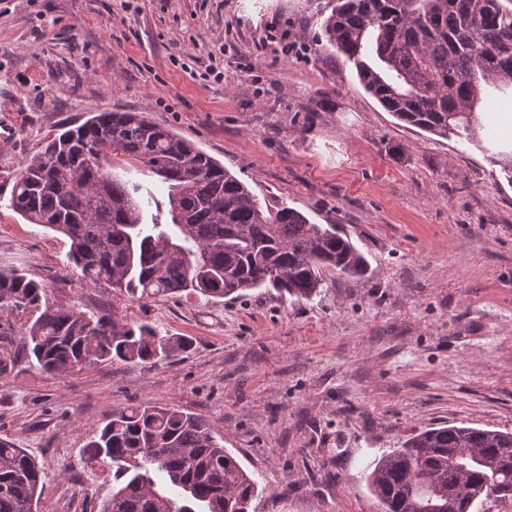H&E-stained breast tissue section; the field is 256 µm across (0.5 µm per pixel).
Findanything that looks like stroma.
<instances>
[{
	"label": "stroma",
	"mask_w": 512,
	"mask_h": 512,
	"mask_svg": "<svg viewBox=\"0 0 512 512\" xmlns=\"http://www.w3.org/2000/svg\"><path fill=\"white\" fill-rule=\"evenodd\" d=\"M336 0H0V267L50 303L193 341L154 363L0 378V438L36 457L37 512H100L115 480L86 444L151 401L204 421L262 487L250 512H380L367 466L412 430L512 431V184L496 140L405 126L328 48ZM93 111L144 112L262 205L336 224L369 263L309 300L271 288L132 299L64 266L65 237L9 207L23 161ZM512 139V92L476 108ZM145 219L167 190L122 160Z\"/></svg>",
	"instance_id": "stroma-1"
}]
</instances>
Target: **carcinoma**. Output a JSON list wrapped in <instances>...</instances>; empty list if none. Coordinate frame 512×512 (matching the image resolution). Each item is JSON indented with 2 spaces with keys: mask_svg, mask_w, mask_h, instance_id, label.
Instances as JSON below:
<instances>
[{
  "mask_svg": "<svg viewBox=\"0 0 512 512\" xmlns=\"http://www.w3.org/2000/svg\"><path fill=\"white\" fill-rule=\"evenodd\" d=\"M328 44L360 84L402 123L482 147L474 116L489 88H512V0H337L323 25ZM124 158L167 185L170 223L146 224L139 186L109 171ZM10 207L62 234L68 264L89 286L139 299L183 291L237 298L271 286L311 299L334 268L361 278L367 260L334 224L262 206L248 186L143 112H94L23 164ZM27 312L0 330V376L21 362L59 374L92 361L150 363L185 352V337L137 328L110 310L96 316L51 304L45 287L0 268V313ZM88 460L110 461L117 487L101 512H249L258 482L202 420L143 402L105 420ZM383 512H474L512 500V432L448 425L423 429L369 464ZM42 468L0 441V512H34Z\"/></svg>",
  "mask_w": 512,
  "mask_h": 512,
  "instance_id": "1",
  "label": "carcinoma"
}]
</instances>
